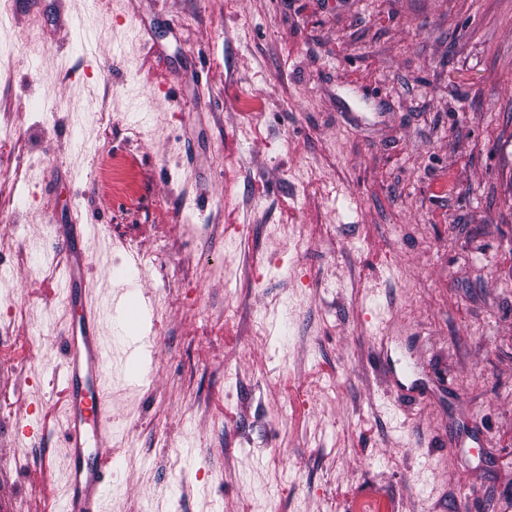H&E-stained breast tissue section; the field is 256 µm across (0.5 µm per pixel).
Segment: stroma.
<instances>
[{"label": "stroma", "mask_w": 512, "mask_h": 512, "mask_svg": "<svg viewBox=\"0 0 512 512\" xmlns=\"http://www.w3.org/2000/svg\"><path fill=\"white\" fill-rule=\"evenodd\" d=\"M0 64V512L65 480L51 215L140 348L105 512H512V0H12Z\"/></svg>", "instance_id": "stroma-1"}]
</instances>
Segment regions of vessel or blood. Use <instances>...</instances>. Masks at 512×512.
<instances>
[{
	"instance_id": "obj_1",
	"label": "vessel or blood",
	"mask_w": 512,
	"mask_h": 512,
	"mask_svg": "<svg viewBox=\"0 0 512 512\" xmlns=\"http://www.w3.org/2000/svg\"><path fill=\"white\" fill-rule=\"evenodd\" d=\"M53 245L66 256L64 289L70 317L63 326L64 363L61 382L68 479L62 512H103L113 471L109 450L115 421L104 393L112 376V347L103 334L100 313L86 296L87 260L79 225L54 227Z\"/></svg>"
}]
</instances>
